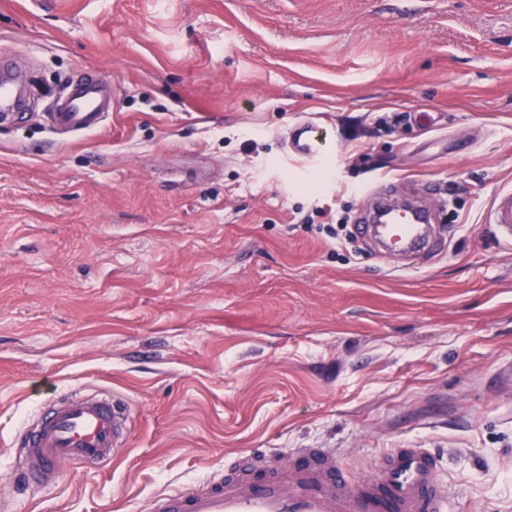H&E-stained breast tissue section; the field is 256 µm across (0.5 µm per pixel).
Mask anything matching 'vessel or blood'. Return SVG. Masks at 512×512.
Returning a JSON list of instances; mask_svg holds the SVG:
<instances>
[{
  "label": "vessel or blood",
  "instance_id": "b4317fda",
  "mask_svg": "<svg viewBox=\"0 0 512 512\" xmlns=\"http://www.w3.org/2000/svg\"><path fill=\"white\" fill-rule=\"evenodd\" d=\"M100 87L91 75L77 80L51 115L53 130L79 134L98 128ZM27 109L21 91L0 78V119ZM286 145L308 161L331 149L310 121L297 123ZM491 217L498 239L512 245V191L497 193ZM430 223V211L421 209L416 220L401 216L393 224H360L356 232L379 240L384 251L397 246L414 253L429 248ZM128 434L124 399L72 393L20 432L14 454L26 480L49 485L65 463L95 465L118 456ZM440 465L434 449L404 444L388 451L377 477L355 482L329 450L295 448L284 463L243 454L225 467L222 479L157 494L150 512H446Z\"/></svg>",
  "mask_w": 512,
  "mask_h": 512
}]
</instances>
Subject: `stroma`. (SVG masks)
Here are the masks:
<instances>
[{
  "label": "stroma",
  "instance_id": "1",
  "mask_svg": "<svg viewBox=\"0 0 512 512\" xmlns=\"http://www.w3.org/2000/svg\"><path fill=\"white\" fill-rule=\"evenodd\" d=\"M0 54L43 89L0 122V512H148L249 450L371 477L405 440L447 512H512V0H0ZM86 73L112 106L58 138ZM301 120L325 162L288 155ZM380 183L439 251L350 237ZM71 391L125 400V451L21 487V425ZM491 217L490 224H496L498 239L512 245V191L497 193L493 201Z\"/></svg>",
  "mask_w": 512,
  "mask_h": 512
}]
</instances>
